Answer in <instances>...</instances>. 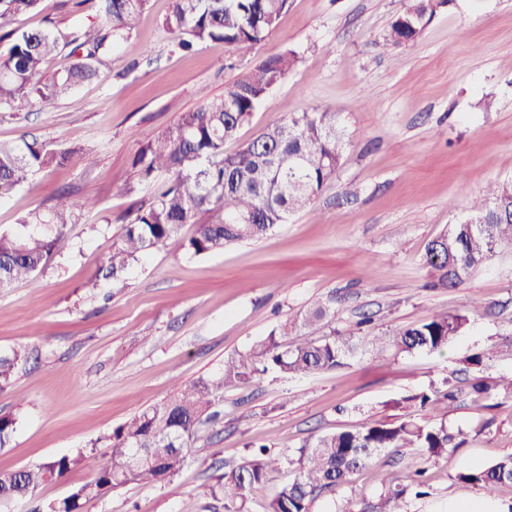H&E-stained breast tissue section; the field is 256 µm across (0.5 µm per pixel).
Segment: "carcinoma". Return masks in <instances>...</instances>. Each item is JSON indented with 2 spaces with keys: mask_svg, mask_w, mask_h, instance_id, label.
<instances>
[{
  "mask_svg": "<svg viewBox=\"0 0 512 512\" xmlns=\"http://www.w3.org/2000/svg\"><path fill=\"white\" fill-rule=\"evenodd\" d=\"M39 2L0 0V27L20 14L37 10ZM147 2L78 0L80 5H91L95 22L69 30L54 26L13 31L7 52L0 54V109L29 97L52 102L92 80L112 51L130 37ZM447 5L448 0H409L390 24L387 45L399 47L414 41L424 30L423 24ZM287 6L288 0H172L162 27L185 52L208 41L252 47L276 29ZM65 50L73 58L70 66L42 80L45 61ZM294 63L292 51L261 62L228 88L224 98H202L196 109L181 113L173 127L138 150L133 162L137 179L115 188V192L129 195L151 188L152 198L124 225L97 276L118 290L126 287L133 266L176 237L186 224L195 226L186 241V251L201 256L259 240L290 215L312 206L335 176L345 151L336 113L318 109L293 113L287 121L261 130L236 152L224 153V143L237 137L253 110ZM71 153L70 149L49 151L24 136L15 143L1 142L0 200L12 196L29 173L61 166ZM511 207L512 181L495 182L487 188L483 208L428 243L424 261L438 285L461 286L473 268L512 242V221L501 212ZM75 223V206L69 193L62 192L51 208L32 210L20 219L16 230L1 232L0 288L21 279L32 280L43 272L58 241ZM335 304L336 297L331 296L316 301L301 314L300 326L307 332L300 340L284 341L286 325L278 332L273 330L225 358L217 375L177 385L165 399L114 428L101 439L102 447L110 449V463L70 496L50 504L48 512H84L88 502L111 489L175 476L193 451L191 443L199 425L217 421L216 407L229 387L252 383L270 370L309 375L344 365L360 344L334 334L310 337L327 325ZM481 308L483 302L469 298L454 313H440L399 328L388 338L374 336L369 345L378 353L391 346L402 352L441 354L460 335L469 316ZM497 357L512 358L511 335L463 360L465 371L473 373L471 390L478 400L495 397L501 388L512 393V377L491 380L482 376L487 362ZM26 361L27 353L21 348L0 354V392L12 387ZM445 385L443 393L438 391L432 397L423 392L413 399L422 407L442 398L456 400L458 389L453 380L447 379ZM15 426L14 415L0 414L1 448L10 443ZM462 435L460 430L455 434L448 431L443 422L430 424L408 417L309 438L292 457H273L261 445L224 473L211 494L224 498L227 512H243L248 495L265 482L268 471L286 464L294 477L268 501L266 512H313L323 493L340 487L376 454H402L407 448H419L424 455L437 458L463 444L459 440ZM86 457L87 453L79 450L40 466L0 473V507L32 497L41 485L67 475ZM422 475L423 471L417 470L410 482L403 483L393 473L383 472L377 497L343 512H399L406 495H426ZM458 479L491 496L504 486H512V455L462 473Z\"/></svg>",
  "mask_w": 512,
  "mask_h": 512,
  "instance_id": "obj_1",
  "label": "carcinoma"
}]
</instances>
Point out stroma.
<instances>
[{
    "mask_svg": "<svg viewBox=\"0 0 512 512\" xmlns=\"http://www.w3.org/2000/svg\"><path fill=\"white\" fill-rule=\"evenodd\" d=\"M407 0H289L277 28L249 49L219 42L178 52L162 28L171 0H148L137 30L98 79L46 106L0 110V141L36 137L75 148L62 167L29 175L0 201V231L69 190L93 211L70 225L37 278L0 289V354L26 348L28 362L0 393V413L18 423L0 448V471L34 467L80 448L95 452L62 480L37 489L12 512L69 496L110 459L98 438L164 399L175 384L220 372L224 360L335 296L330 328L356 339L451 312L467 297L471 315L444 354L359 353L339 368L306 376L270 371L225 390L217 422L197 433L200 454L159 484L111 490L85 512H224L211 488L252 443L296 454L312 435L413 417L462 431L461 447L425 459L416 448L380 453L313 512H342L372 499L379 472L408 477L426 467L431 494L405 498L401 512H443L449 495L477 496L460 473L512 454V395L479 407L462 360L512 333V244L502 245L458 288L437 286L424 264L427 244L485 205V190L512 179V0H452L413 42L386 45ZM79 27L94 20L74 0H42L15 29L45 20ZM293 51L296 62L240 128L236 151L289 114L333 112L347 146L312 207L265 238L188 255L185 226L113 290L94 276L147 193L114 194L135 180L142 145L225 90L262 61ZM457 376L461 395L420 409L412 397Z\"/></svg>",
    "mask_w": 512,
    "mask_h": 512,
    "instance_id": "stroma-1",
    "label": "stroma"
}]
</instances>
